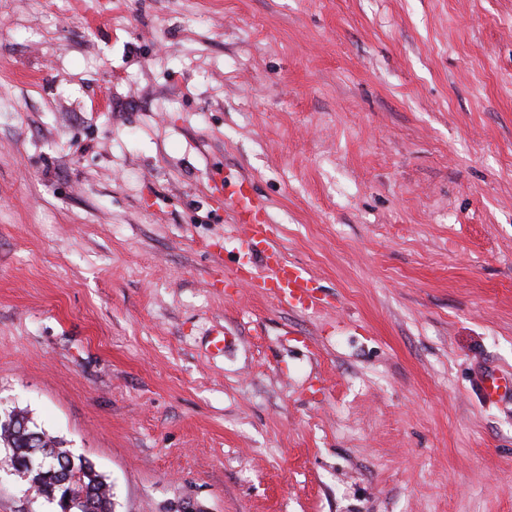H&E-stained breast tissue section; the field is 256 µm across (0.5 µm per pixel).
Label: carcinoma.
I'll return each mask as SVG.
<instances>
[{"label":"carcinoma","instance_id":"cac0c4a2","mask_svg":"<svg viewBox=\"0 0 512 512\" xmlns=\"http://www.w3.org/2000/svg\"><path fill=\"white\" fill-rule=\"evenodd\" d=\"M17 414L27 428L11 430L0 425V448L5 451L4 462L15 471L27 467L29 459H41L28 489L53 505L55 512H113L112 489L95 466L32 425L26 412Z\"/></svg>","mask_w":512,"mask_h":512}]
</instances>
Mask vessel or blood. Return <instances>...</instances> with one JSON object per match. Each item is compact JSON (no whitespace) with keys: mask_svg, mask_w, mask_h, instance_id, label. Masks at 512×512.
<instances>
[{"mask_svg":"<svg viewBox=\"0 0 512 512\" xmlns=\"http://www.w3.org/2000/svg\"><path fill=\"white\" fill-rule=\"evenodd\" d=\"M230 206L242 226L241 241L258 259L260 270H248L244 282L251 287L277 289L281 299L295 302L310 310L316 303L310 295L311 277L302 266L286 262L277 251L271 225L261 201L253 196L248 185H241Z\"/></svg>","mask_w":512,"mask_h":512,"instance_id":"1","label":"vessel or blood"}]
</instances>
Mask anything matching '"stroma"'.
Masks as SVG:
<instances>
[{
    "label": "stroma",
    "mask_w": 512,
    "mask_h": 512,
    "mask_svg": "<svg viewBox=\"0 0 512 512\" xmlns=\"http://www.w3.org/2000/svg\"><path fill=\"white\" fill-rule=\"evenodd\" d=\"M243 180L315 309L233 277ZM492 371L512 0H0V407L115 512H512Z\"/></svg>",
    "instance_id": "35a3bbf8"
}]
</instances>
